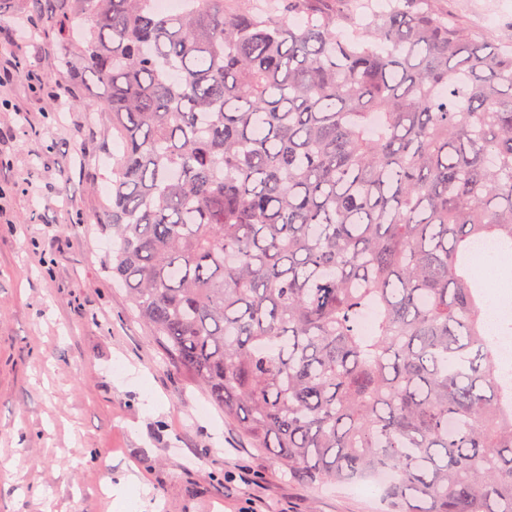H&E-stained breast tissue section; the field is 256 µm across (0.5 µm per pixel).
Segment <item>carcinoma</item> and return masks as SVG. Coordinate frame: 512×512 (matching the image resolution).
<instances>
[{
    "mask_svg": "<svg viewBox=\"0 0 512 512\" xmlns=\"http://www.w3.org/2000/svg\"><path fill=\"white\" fill-rule=\"evenodd\" d=\"M40 9L60 69L107 87L111 273L167 358L290 480L385 471L391 512H512L470 264L512 249V51L432 0L351 36L329 0Z\"/></svg>",
    "mask_w": 512,
    "mask_h": 512,
    "instance_id": "1",
    "label": "carcinoma"
}]
</instances>
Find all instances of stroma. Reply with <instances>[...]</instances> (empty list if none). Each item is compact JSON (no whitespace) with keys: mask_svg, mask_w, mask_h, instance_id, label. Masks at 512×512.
Here are the masks:
<instances>
[{"mask_svg":"<svg viewBox=\"0 0 512 512\" xmlns=\"http://www.w3.org/2000/svg\"><path fill=\"white\" fill-rule=\"evenodd\" d=\"M434 2L512 40V0ZM32 4L0 0V512H128L109 481L144 512H384L379 486L288 481L166 360L110 273L99 216L123 145L102 89L62 76Z\"/></svg>","mask_w":512,"mask_h":512,"instance_id":"stroma-1","label":"stroma"}]
</instances>
